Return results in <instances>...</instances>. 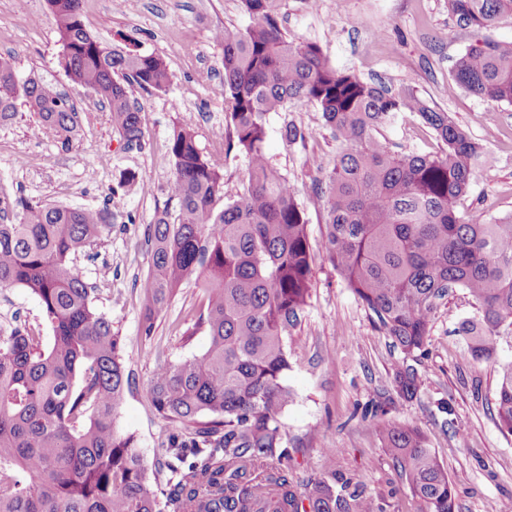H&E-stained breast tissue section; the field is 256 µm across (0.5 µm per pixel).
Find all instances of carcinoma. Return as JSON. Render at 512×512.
Listing matches in <instances>:
<instances>
[{"instance_id": "carcinoma-1", "label": "carcinoma", "mask_w": 512, "mask_h": 512, "mask_svg": "<svg viewBox=\"0 0 512 512\" xmlns=\"http://www.w3.org/2000/svg\"><path fill=\"white\" fill-rule=\"evenodd\" d=\"M80 2L47 0L58 65L138 143L141 107L127 86L161 91L167 66L124 35L117 45L99 42ZM241 2L248 26L215 40L229 99L216 136L247 159L242 190L224 201L223 162L203 156L194 132L179 127L169 141L176 207L148 228L142 335H153L193 278L204 300L184 335L203 327L209 336L203 353L150 380L155 412L179 427L162 444L167 477L151 475L135 437L114 427L130 387L122 338L95 308L78 266L108 230L105 213L0 200V288L29 289L52 330L46 344L38 327L0 329V512H385L336 472L337 448L323 449L328 477L300 493L284 442L288 336L312 290L304 211L264 150L267 115L290 103L316 107L338 143L332 169L314 184L325 198L323 256L403 354L393 367L395 394L408 400L419 391L418 365L450 290L464 289L476 310L458 323L474 361L491 359L512 335V213L488 219L461 209L486 145L413 91L338 70L316 43L288 38L278 0ZM448 12L475 37L451 87L512 104V41L490 36L512 17V0H448ZM20 98L35 128L70 144L78 127L70 99L35 77L18 79L0 58V125L18 117ZM405 113L430 127L442 150H394L381 129ZM495 407L499 429L512 435V362ZM365 414L421 512H456L448 472L425 434L386 418L381 403Z\"/></svg>"}]
</instances>
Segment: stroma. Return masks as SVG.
<instances>
[{
  "label": "stroma",
  "mask_w": 512,
  "mask_h": 512,
  "mask_svg": "<svg viewBox=\"0 0 512 512\" xmlns=\"http://www.w3.org/2000/svg\"><path fill=\"white\" fill-rule=\"evenodd\" d=\"M40 19L31 28L28 17ZM86 29L104 44L124 34L141 51L160 55L171 81L162 91L131 85L141 106L139 143H127L112 127L98 97L75 86L57 63L59 45L46 0H0V58L18 78L33 75L67 93L79 112L80 131L69 148L52 137L33 136L30 117L0 126V199L105 211L110 229L92 258L79 262L94 287L97 309L112 318L122 338V359L131 387L115 418L119 433L135 435L149 468H158L161 445L173 433L156 415L148 384L157 365L176 364L201 354L206 332L182 336L178 325L195 314L202 291L187 283L155 326L152 337L140 332L139 285L149 271L147 226L170 205L174 160L169 140L176 127L191 129L204 156H224V197L239 193L246 158L226 153L214 138L225 127L228 96L224 88L219 29L249 23L241 0H81ZM279 24L288 37L318 43L330 64L355 72L391 90L408 88L437 110L447 112L472 138L487 143L484 165L472 181L464 206L492 217L512 212V104L487 103L464 90H449L457 58L473 43L457 25L447 0H281ZM308 130L305 141L291 143L288 123ZM264 148L284 173L304 209L310 241L313 288L303 321L289 342L291 368L286 382L293 393L281 417L290 448L293 475L301 490L322 477L324 447L337 449L336 469L362 484L386 512H419L363 408L381 401L391 419L417 425L428 437L453 484L457 512H494L512 502V435L495 420L498 372L512 361V338L499 342L495 360L473 362L455 327L474 316L465 290L448 295L433 324L420 373L422 387L411 401L396 399L392 368L401 354L376 331L368 312L334 267L322 256L324 200L314 192L319 169L331 168L336 141L321 112L292 104L267 116ZM396 150L433 152V132L411 116L383 127ZM98 174L96 181L86 171ZM41 307L30 290L0 288V327L40 325ZM452 404V416L439 410Z\"/></svg>",
  "instance_id": "35a3bbf8"
}]
</instances>
